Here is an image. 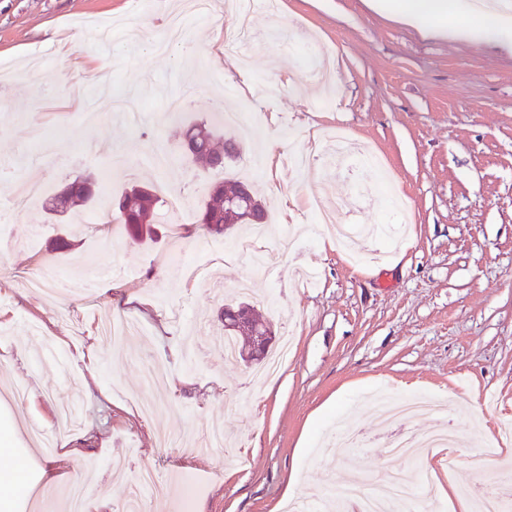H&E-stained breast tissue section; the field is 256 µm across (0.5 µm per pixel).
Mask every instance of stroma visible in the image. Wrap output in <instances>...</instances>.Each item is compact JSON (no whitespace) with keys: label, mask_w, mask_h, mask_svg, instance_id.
<instances>
[{"label":"stroma","mask_w":512,"mask_h":512,"mask_svg":"<svg viewBox=\"0 0 512 512\" xmlns=\"http://www.w3.org/2000/svg\"><path fill=\"white\" fill-rule=\"evenodd\" d=\"M173 0H0V207L15 179L37 171L41 200L0 227V448L26 480L42 461L53 494L35 484L20 512H62L64 480L87 487L86 512H118L122 489L155 469L174 503L146 494L149 512H286L285 493L341 499L352 478L344 449L325 437L351 420L383 433L377 395L416 394L438 408L408 421L418 433L452 421V470L440 472L436 512H469L461 496L512 468V444L488 441L512 412V52L426 36L372 10L368 0H279L254 9L258 31L246 76L215 68L224 41L186 17L201 46L170 60L128 39L149 17L165 34ZM186 97L179 123L210 118L214 102L260 117L239 134L224 172L183 160L163 113ZM342 129L382 157L389 192L361 208L355 173L287 156L326 149ZM66 131L42 164L31 132ZM273 166H256L266 149ZM103 180L96 202L68 213L74 245L51 247L60 226L43 202L78 177ZM245 178L267 210L266 267L251 272L234 245L244 231L197 230L199 207L223 178ZM167 182L186 194L180 218L161 214L159 240H132L104 222L133 183ZM296 199L284 210L276 196ZM344 198L347 220L397 225L398 242L338 250L310 201ZM61 268L59 298L29 286ZM251 277L257 312L292 347L277 372L251 385L250 365L224 363V305ZM139 322L121 346L103 325ZM158 363L171 409L145 419L141 366ZM24 397H15L17 385ZM224 447L191 438L212 420Z\"/></svg>","instance_id":"obj_1"}]
</instances>
